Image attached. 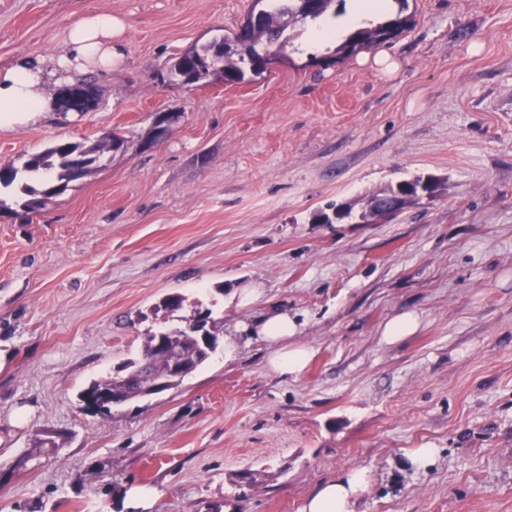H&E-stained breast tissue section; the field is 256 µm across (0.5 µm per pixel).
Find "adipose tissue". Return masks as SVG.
Returning a JSON list of instances; mask_svg holds the SVG:
<instances>
[{"instance_id":"adipose-tissue-1","label":"adipose tissue","mask_w":512,"mask_h":512,"mask_svg":"<svg viewBox=\"0 0 512 512\" xmlns=\"http://www.w3.org/2000/svg\"><path fill=\"white\" fill-rule=\"evenodd\" d=\"M123 19L109 13H96L74 22L67 30V55L57 61L59 68L87 70L117 65L123 54ZM48 64L23 63L0 72V130H14L46 118L54 100L45 92ZM298 324L287 312L268 313L259 325L266 343L269 368L280 375H300L306 367L309 350L296 343ZM365 472L350 471L319 486L304 502L301 512H353L355 502L365 492Z\"/></svg>"}]
</instances>
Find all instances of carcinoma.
I'll return each instance as SVG.
<instances>
[{
  "instance_id": "cac0c4a2",
  "label": "carcinoma",
  "mask_w": 512,
  "mask_h": 512,
  "mask_svg": "<svg viewBox=\"0 0 512 512\" xmlns=\"http://www.w3.org/2000/svg\"><path fill=\"white\" fill-rule=\"evenodd\" d=\"M304 9L305 4L301 0H265L264 16L257 25L250 27L249 31L242 35L234 32L224 37V74L215 76V79L226 84H234L242 81L248 70L255 74L263 72L266 63L283 56L288 44L291 43L289 30L282 25L285 13L293 14ZM411 25V17L400 11L382 23L354 31L336 46L331 62L335 63L375 44L389 42L399 37ZM212 49L211 45L200 50L193 47L178 56L169 70L178 69L188 74L208 59ZM111 144L119 151L125 147V140L113 135L104 144L95 147L59 140L45 151L29 158L25 163V170L44 172L51 187L42 191V194L52 195L97 168L100 154ZM421 186L433 198L436 196L439 183L436 178L429 175L398 181L369 195L358 212L353 211L350 204L331 203L329 209L333 214L324 212L320 220L324 224L330 223L333 219L338 222L354 219L368 223L373 219L393 216L421 202L418 198V188ZM160 336H172L174 341L182 346L189 374L207 361L211 355L207 347H215L217 340L215 322L211 319V311L208 309L196 312L191 322L183 329L160 331L143 337L139 358L126 362L121 369L137 366L141 375L140 383L162 381L166 390L177 387L187 373L172 371L165 352L157 348ZM99 393L120 394L125 403L138 397L137 387L125 382L124 376L120 374L92 382L81 391L79 399ZM58 447L59 443L44 433L36 438L33 448L16 461V466L25 467L43 454L56 452Z\"/></svg>"
}]
</instances>
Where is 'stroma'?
I'll return each mask as SVG.
<instances>
[{"label":"stroma","mask_w":512,"mask_h":512,"mask_svg":"<svg viewBox=\"0 0 512 512\" xmlns=\"http://www.w3.org/2000/svg\"><path fill=\"white\" fill-rule=\"evenodd\" d=\"M251 0H0V69L65 53L68 27L126 23L122 64L89 70L91 112L0 131V166L59 139L126 140L43 207L0 192V512H300L365 470L355 512H512V0H408L391 76L323 63L296 26L286 61L243 82L161 80L236 31ZM178 120L163 137L155 117ZM416 175L434 199L371 224H324ZM260 298L239 303L243 288ZM181 310H160L167 294ZM208 309L218 347L171 390L104 419L79 393L143 336ZM311 352L267 366L272 310ZM420 316L388 344L395 314ZM60 448L14 461L35 435ZM434 448L424 471L407 453ZM212 49L213 45L203 47L201 50L196 47L186 50L170 65L168 73L174 69H178L184 74L191 73L195 70L197 64H202L204 60L208 59Z\"/></svg>","instance_id":"stroma-1"}]
</instances>
